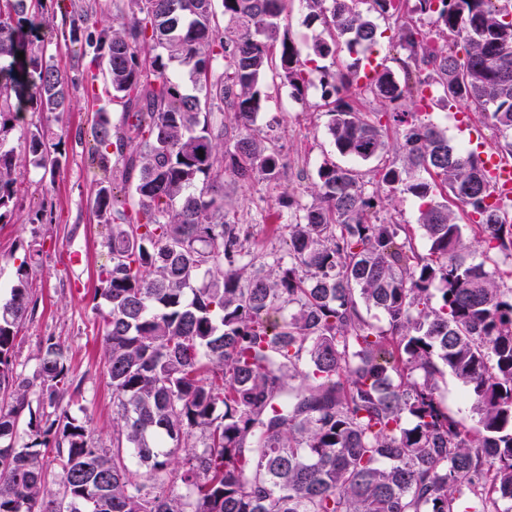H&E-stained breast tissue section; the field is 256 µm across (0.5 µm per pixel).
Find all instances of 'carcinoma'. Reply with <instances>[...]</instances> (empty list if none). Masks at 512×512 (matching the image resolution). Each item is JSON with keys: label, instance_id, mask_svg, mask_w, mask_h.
<instances>
[{"label": "carcinoma", "instance_id": "carcinoma-1", "mask_svg": "<svg viewBox=\"0 0 512 512\" xmlns=\"http://www.w3.org/2000/svg\"><path fill=\"white\" fill-rule=\"evenodd\" d=\"M46 3L0 0L2 224L22 186L10 134L33 166L61 167L48 128L19 124L22 112L70 109L73 80L47 57ZM303 3L327 32L304 55L284 25L288 0H112L116 26L99 25L91 4L66 14L104 75L96 100L125 107L122 126L101 119L93 132L99 167L112 154L122 164L123 195L100 182L94 210L109 229L99 291L116 420L110 449L65 412L43 430L29 422L33 441L16 442L34 381L51 408L73 385L52 337L34 379L13 367L41 255L33 241L0 301V512H461L467 492L512 512V286L500 269L512 266V199L495 197L482 153L423 115L475 112L500 134L490 152L512 157V0ZM380 17L393 20L403 74L367 78ZM315 76L337 151L395 161L370 194L327 161L310 202L283 193L288 264L274 255L253 274L248 232L216 188L226 173L241 189L280 180L277 127L255 135L248 122L270 84L299 97ZM368 96L377 111L361 110ZM397 194L419 203L424 254L406 225L379 216ZM202 272L210 279L192 287ZM446 372L475 426L438 398ZM194 430L200 451L182 443ZM49 452L62 496L48 501ZM134 453L146 471L130 468ZM173 463L185 491L148 490Z\"/></svg>", "mask_w": 512, "mask_h": 512}]
</instances>
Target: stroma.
<instances>
[{
    "label": "stroma",
    "instance_id": "stroma-1",
    "mask_svg": "<svg viewBox=\"0 0 512 512\" xmlns=\"http://www.w3.org/2000/svg\"><path fill=\"white\" fill-rule=\"evenodd\" d=\"M59 46L54 63L75 78L69 112L49 120L51 142L59 143L65 162L58 172L21 167L26 191L16 200L10 223L0 224V299L9 295L15 270L31 241H38L40 263L34 274L36 308L22 322L16 339L14 364L18 373L32 376L46 337L68 349L71 374L78 394L64 396L70 413L87 421L92 442L112 445L114 405L101 330L103 304L97 290L99 273L110 261L108 229L93 213L101 181L119 182L120 164L102 170L93 163V127L98 119L101 81L92 79L84 59L85 43L71 42L62 14L54 16ZM279 119L280 142L288 164L285 183L289 192L308 194V176L323 161L354 166L366 189L376 187L374 163H348L337 152L328 132L326 106L319 88L303 100L293 101L288 89H270L269 97L252 123L263 133L272 119ZM279 188L264 182L233 196L238 223L248 226V249L257 259L284 253L283 223L278 217Z\"/></svg>",
    "mask_w": 512,
    "mask_h": 512
}]
</instances>
